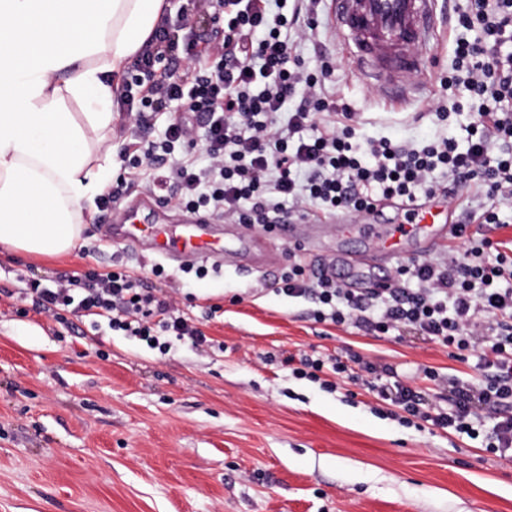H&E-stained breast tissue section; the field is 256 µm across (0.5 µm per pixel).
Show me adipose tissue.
Instances as JSON below:
<instances>
[{
	"instance_id": "obj_1",
	"label": "adipose tissue",
	"mask_w": 512,
	"mask_h": 512,
	"mask_svg": "<svg viewBox=\"0 0 512 512\" xmlns=\"http://www.w3.org/2000/svg\"><path fill=\"white\" fill-rule=\"evenodd\" d=\"M165 0H0V245L70 253L112 168V77ZM82 102L84 122L62 107Z\"/></svg>"
}]
</instances>
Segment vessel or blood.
Listing matches in <instances>:
<instances>
[{
  "label": "vessel or blood",
  "mask_w": 512,
  "mask_h": 512,
  "mask_svg": "<svg viewBox=\"0 0 512 512\" xmlns=\"http://www.w3.org/2000/svg\"><path fill=\"white\" fill-rule=\"evenodd\" d=\"M330 10L346 36L360 76L375 84L389 98H405L418 76L426 70L428 58L421 51L428 44L441 19L437 0H329ZM156 199L138 193L113 203L105 215L106 242H118L139 256H150L179 265L213 260L234 266L250 264L271 268L280 254L265 240H247L229 235L223 223L198 212L186 211L178 217L163 216L149 223L146 211L157 207ZM398 217L431 231L433 243L455 236L457 220L448 216L440 198L412 204H397ZM341 228L378 234L385 239V213L374 209L361 214H340Z\"/></svg>",
  "instance_id": "vessel-or-blood-1"
}]
</instances>
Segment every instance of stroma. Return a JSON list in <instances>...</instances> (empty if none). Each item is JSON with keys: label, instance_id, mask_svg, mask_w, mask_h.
<instances>
[{"label": "stroma", "instance_id": "1", "mask_svg": "<svg viewBox=\"0 0 512 512\" xmlns=\"http://www.w3.org/2000/svg\"><path fill=\"white\" fill-rule=\"evenodd\" d=\"M335 62L331 89L359 112L358 138L420 141L451 43L430 44L433 66L422 93L393 101L354 72L343 40L321 20L317 42L298 44L308 66L317 52ZM85 214L70 254L42 257L0 250V512H512V458L441 429L402 425L379 412L363 389L336 392L295 379L261 360L268 352L356 353L392 366L399 377L430 367L466 377L468 368L411 328L375 336L354 326L315 323L310 303L276 295L278 270L219 268L195 279L105 242ZM297 252L309 269L329 254L361 255L366 287L396 261L461 249L448 238L425 248L412 227L399 260L375 238L339 231L297 247L277 229H244ZM127 266L157 287L179 285L185 311L203 318L218 346L203 353L182 343L161 357L109 329L63 332L29 310L22 279L53 280L85 265Z\"/></svg>", "mask_w": 512, "mask_h": 512}]
</instances>
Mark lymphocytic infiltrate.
<instances>
[{
  "label": "lymphocytic infiltrate",
  "mask_w": 512,
  "mask_h": 512,
  "mask_svg": "<svg viewBox=\"0 0 512 512\" xmlns=\"http://www.w3.org/2000/svg\"><path fill=\"white\" fill-rule=\"evenodd\" d=\"M320 5L293 0L286 15L280 0H204L224 22L223 37L206 40L194 35L193 16L161 17L124 69L122 165L98 208L107 211L136 182L150 193L172 187L183 208L269 227L412 202L420 188L453 202L458 188H472L489 205L461 222L464 250L398 265L395 287L356 291L296 260L274 288L311 302L315 322L380 335L411 327L457 361L473 363L477 375L470 381L423 368L427 380L447 389V407L396 380L393 368L356 355H288L281 363L295 379L329 392L342 380L368 390L394 407L399 423L427 422L480 440L491 454H510L512 239L495 241L470 226H512L502 212L512 203V0H456L452 7L451 67L440 83L464 87L466 95L435 104L433 113L444 122L451 113L470 112L461 144L439 132L424 142L356 143L358 114L326 90L330 62L310 68L294 50L314 37ZM162 112L169 115L164 133L150 138ZM22 294L60 324L84 317L92 330L108 326L162 355L186 340L201 351L214 345L171 292L144 287L123 266L89 267L51 285L28 277Z\"/></svg>",
  "instance_id": "obj_1"
}]
</instances>
